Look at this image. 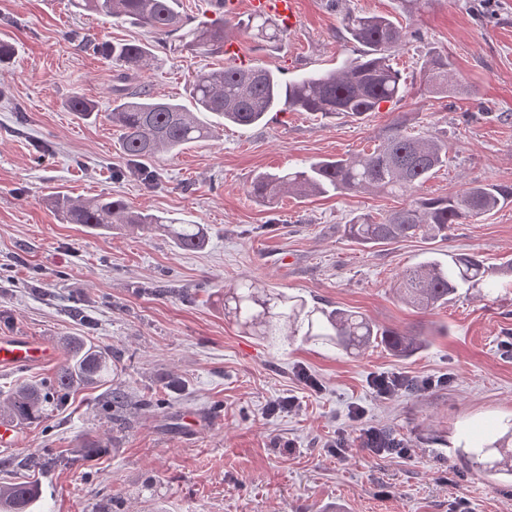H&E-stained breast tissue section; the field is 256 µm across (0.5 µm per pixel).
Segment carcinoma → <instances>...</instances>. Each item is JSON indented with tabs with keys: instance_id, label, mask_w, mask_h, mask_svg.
<instances>
[{
	"instance_id": "obj_1",
	"label": "carcinoma",
	"mask_w": 512,
	"mask_h": 512,
	"mask_svg": "<svg viewBox=\"0 0 512 512\" xmlns=\"http://www.w3.org/2000/svg\"><path fill=\"white\" fill-rule=\"evenodd\" d=\"M81 9L114 19L138 23L159 38L180 34L182 49L196 56L224 52L232 20L223 19L182 33L185 20L180 0H73ZM348 41L358 47L355 57L339 67L312 71L282 80L261 65L242 68L230 64L220 70L198 72L192 82L193 107L155 98L145 88L132 89L131 76L151 66L149 48L141 43L97 45L95 50L112 59L117 68V95L108 118L118 128L122 149L133 161L150 160L162 152H177L183 146L209 136L210 115L224 123L253 126L272 111L310 112L324 118L344 116L360 119L380 109L383 103H398L407 93L406 80L392 65L393 52L416 37L408 25L385 15L347 13L341 20ZM237 27L256 31V36L279 39L286 29L261 14L237 22ZM421 84L428 94H446L457 89L456 73L448 56L434 54L422 66ZM448 166V142L435 135H413L396 121L373 151L346 158L312 160L304 166L279 173H263L249 186V193L268 202L285 195L300 197L342 193L412 194L441 168ZM512 203V187L493 183L469 184L445 197L414 199L408 206L381 218L361 214L344 225V235L362 245H385L404 238L446 237L453 224H470ZM60 219L82 224L94 231L114 229L165 232L182 250L204 247L206 237L199 224H175L152 214L131 211L110 196L84 201L62 194L54 199ZM491 270L475 253H450L448 261L430 260L401 273L396 290L406 303L428 310L448 303V296L461 288L495 282ZM224 302L234 303L238 324L262 336L286 330L292 336L336 348H362L381 340L396 353L416 351L425 340L413 331L380 329L358 312L327 307H309L304 300L269 292L254 279H242L224 293ZM67 359L59 368L55 384L46 387L24 383L0 400V415L20 424L34 423L46 407L67 398L70 391L98 386L115 376L120 357L91 339L72 337L66 342ZM112 424H127L133 405L119 388L110 399ZM512 427L504 440L480 450L459 448L457 456L505 483H512ZM39 483L20 481L0 485V512H32L40 498Z\"/></svg>"
}]
</instances>
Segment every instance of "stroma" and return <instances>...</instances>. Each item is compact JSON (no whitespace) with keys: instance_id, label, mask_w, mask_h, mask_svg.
I'll use <instances>...</instances> for the list:
<instances>
[{"instance_id":"1","label":"stroma","mask_w":512,"mask_h":512,"mask_svg":"<svg viewBox=\"0 0 512 512\" xmlns=\"http://www.w3.org/2000/svg\"><path fill=\"white\" fill-rule=\"evenodd\" d=\"M386 14L417 36L394 54L407 80L398 104L362 119L272 112L250 127L215 126L213 138L140 163L123 154L107 114L110 59L97 44L140 42L153 64L136 83L187 105L201 70L226 58L155 44L147 29L102 20L68 0H0V41L14 55L0 64V336L62 347L87 336L122 351L115 385L81 389L22 426L17 447L0 449V483L36 478V512H512V485H495L459 461L448 443L461 432L495 440L512 421V205L447 238L413 237L384 246L346 238L354 216H381L409 199L383 193L286 196L268 204L248 187L318 158L370 151L396 121L448 142V165L419 189L424 197L474 181L512 185V0H299V22L283 39H232L249 63L284 79L329 70L355 46L341 32L345 13ZM449 56L461 90L421 94L432 54ZM97 105L81 119L74 96ZM109 195L128 207L204 225L202 249L185 251L156 232L92 233L55 213L56 193ZM450 252L475 253L499 272L495 293L459 292L419 310L392 285L404 270ZM243 278L302 296L309 304L356 310L377 326L416 329L423 348L399 357L383 344L358 355L298 336H251L224 311L225 288ZM307 372L321 385L308 390ZM435 380L429 390L376 397L372 375ZM165 409L128 412L113 431V386ZM292 397V409L272 410ZM363 408L362 420L351 419ZM201 424L186 433L185 410ZM374 426L410 453L378 456L358 436ZM345 435L350 449L332 443ZM105 438V453L80 458L83 439ZM54 451L40 474L25 465Z\"/></svg>"}]
</instances>
